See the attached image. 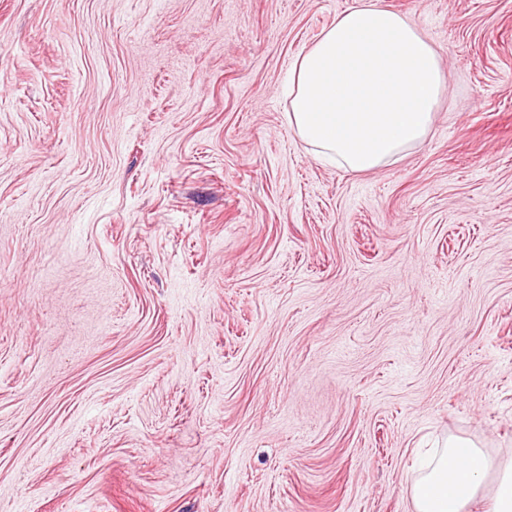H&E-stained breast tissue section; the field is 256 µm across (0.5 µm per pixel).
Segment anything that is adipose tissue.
Listing matches in <instances>:
<instances>
[{
	"label": "adipose tissue",
	"instance_id": "ef3b65f1",
	"mask_svg": "<svg viewBox=\"0 0 512 512\" xmlns=\"http://www.w3.org/2000/svg\"><path fill=\"white\" fill-rule=\"evenodd\" d=\"M447 74L417 22L381 0H355L296 57L288 123L324 161L367 173L401 160L429 133ZM495 475L491 497L483 484ZM415 512H512V457L449 439L413 476Z\"/></svg>",
	"mask_w": 512,
	"mask_h": 512
}]
</instances>
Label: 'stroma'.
I'll return each mask as SVG.
<instances>
[{"mask_svg":"<svg viewBox=\"0 0 512 512\" xmlns=\"http://www.w3.org/2000/svg\"><path fill=\"white\" fill-rule=\"evenodd\" d=\"M354 0H0V512H414L512 456V0H385L448 83L366 174L288 125ZM493 473L496 487L486 512H512V457L496 460L471 442L448 438L413 476L409 488L415 512H466L484 497Z\"/></svg>","mask_w":512,"mask_h":512,"instance_id":"obj_1","label":"stroma"}]
</instances>
